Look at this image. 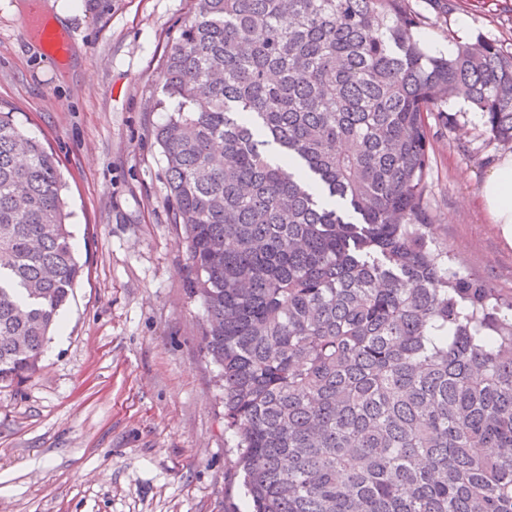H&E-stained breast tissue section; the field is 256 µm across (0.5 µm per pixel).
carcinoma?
Returning a JSON list of instances; mask_svg holds the SVG:
<instances>
[{
  "instance_id": "carcinoma-1",
  "label": "carcinoma",
  "mask_w": 512,
  "mask_h": 512,
  "mask_svg": "<svg viewBox=\"0 0 512 512\" xmlns=\"http://www.w3.org/2000/svg\"><path fill=\"white\" fill-rule=\"evenodd\" d=\"M407 0H195L156 131L254 512H512V294L453 266L428 117L512 143V52ZM59 158L0 111V383L84 274Z\"/></svg>"
}]
</instances>
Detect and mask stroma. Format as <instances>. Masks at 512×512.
Masks as SVG:
<instances>
[{"label": "stroma", "instance_id": "1", "mask_svg": "<svg viewBox=\"0 0 512 512\" xmlns=\"http://www.w3.org/2000/svg\"><path fill=\"white\" fill-rule=\"evenodd\" d=\"M0 6V107L59 158L85 274L41 369L0 387V512H250L224 428L182 225L171 220L155 132L171 40L194 0H80L57 64ZM409 0L430 53L482 36L512 51V0ZM469 25L460 28L459 16ZM429 209L463 272L512 293V249L482 182L512 146L458 97L429 119Z\"/></svg>", "mask_w": 512, "mask_h": 512}]
</instances>
